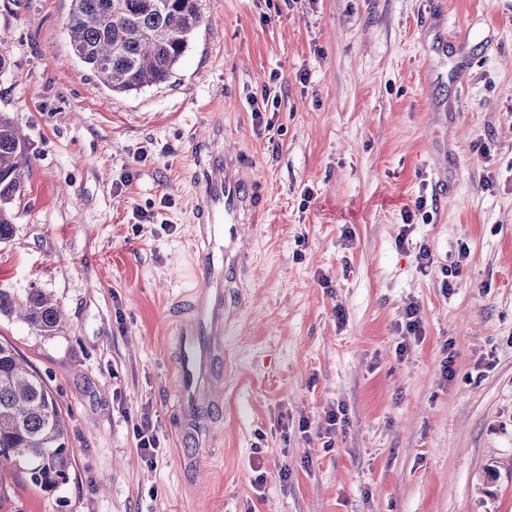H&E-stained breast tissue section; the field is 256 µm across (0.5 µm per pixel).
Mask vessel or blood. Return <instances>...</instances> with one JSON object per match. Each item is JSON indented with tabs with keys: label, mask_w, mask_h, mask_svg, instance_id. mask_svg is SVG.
Here are the masks:
<instances>
[{
	"label": "vessel or blood",
	"mask_w": 512,
	"mask_h": 512,
	"mask_svg": "<svg viewBox=\"0 0 512 512\" xmlns=\"http://www.w3.org/2000/svg\"><path fill=\"white\" fill-rule=\"evenodd\" d=\"M255 158L224 142L217 125L194 156L192 222L199 242L190 293L175 327L176 426L182 459L195 468L206 431L205 409L224 388V336L232 315L227 290L251 256L243 234L265 214V192L255 176Z\"/></svg>",
	"instance_id": "b4317fda"
}]
</instances>
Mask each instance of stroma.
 I'll use <instances>...</instances> for the list:
<instances>
[{"label": "stroma", "instance_id": "stroma-1", "mask_svg": "<svg viewBox=\"0 0 512 512\" xmlns=\"http://www.w3.org/2000/svg\"><path fill=\"white\" fill-rule=\"evenodd\" d=\"M198 4L169 81L120 93L73 56L71 0H0V112L33 156L0 288L69 317L56 336L1 319L0 342L44 374L74 451L49 492L1 469L0 512H512V0ZM216 122L267 211L192 474L170 324L197 286L192 156Z\"/></svg>", "mask_w": 512, "mask_h": 512}]
</instances>
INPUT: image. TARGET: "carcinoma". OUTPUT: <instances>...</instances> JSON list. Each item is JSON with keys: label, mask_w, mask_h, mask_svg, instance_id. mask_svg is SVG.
<instances>
[{"label": "carcinoma", "mask_w": 512, "mask_h": 512, "mask_svg": "<svg viewBox=\"0 0 512 512\" xmlns=\"http://www.w3.org/2000/svg\"><path fill=\"white\" fill-rule=\"evenodd\" d=\"M200 21L197 0H72L67 29L74 57L102 84L133 92L169 81ZM32 164L27 140L0 114V243L13 236V203ZM0 317L19 318L42 336L64 327L41 288H0ZM72 459L66 418L46 379L0 342V467L22 466L47 490L66 480Z\"/></svg>", "instance_id": "1"}]
</instances>
